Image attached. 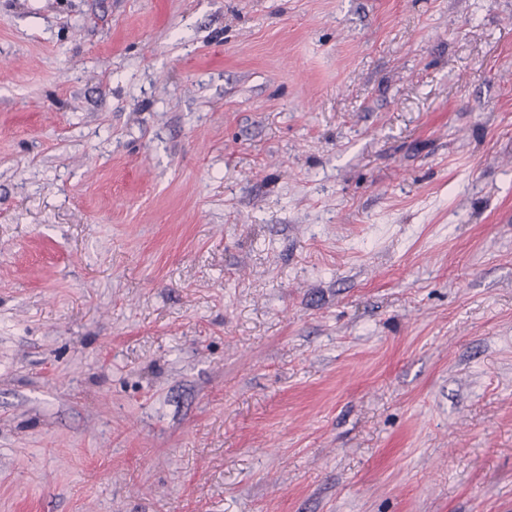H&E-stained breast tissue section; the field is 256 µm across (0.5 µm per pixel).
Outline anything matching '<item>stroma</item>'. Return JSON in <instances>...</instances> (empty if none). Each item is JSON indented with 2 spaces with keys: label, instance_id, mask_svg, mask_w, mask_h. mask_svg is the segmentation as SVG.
Returning a JSON list of instances; mask_svg holds the SVG:
<instances>
[{
  "label": "stroma",
  "instance_id": "35a3bbf8",
  "mask_svg": "<svg viewBox=\"0 0 512 512\" xmlns=\"http://www.w3.org/2000/svg\"><path fill=\"white\" fill-rule=\"evenodd\" d=\"M0 512H512V0H0Z\"/></svg>",
  "mask_w": 512,
  "mask_h": 512
}]
</instances>
